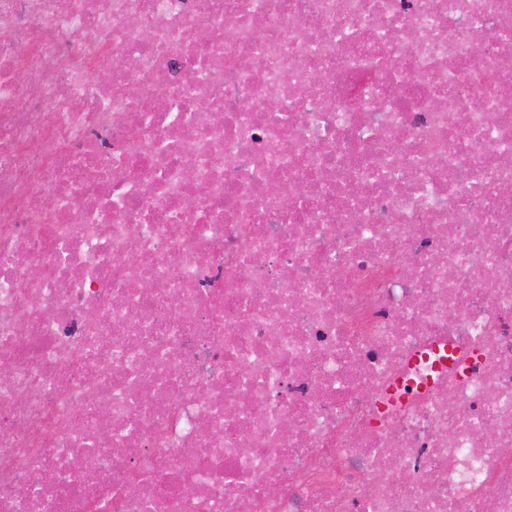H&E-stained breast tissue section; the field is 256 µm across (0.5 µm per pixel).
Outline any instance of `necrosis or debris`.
I'll use <instances>...</instances> for the list:
<instances>
[{"label": "necrosis or debris", "mask_w": 512, "mask_h": 512, "mask_svg": "<svg viewBox=\"0 0 512 512\" xmlns=\"http://www.w3.org/2000/svg\"><path fill=\"white\" fill-rule=\"evenodd\" d=\"M507 50L512 0H0V512H512Z\"/></svg>", "instance_id": "4bbe7bcc"}]
</instances>
